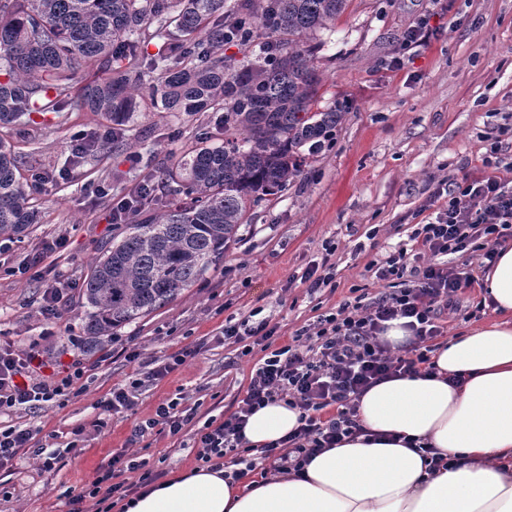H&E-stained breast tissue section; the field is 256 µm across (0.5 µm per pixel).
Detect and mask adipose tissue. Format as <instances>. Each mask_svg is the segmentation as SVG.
<instances>
[{
  "label": "adipose tissue",
  "mask_w": 512,
  "mask_h": 512,
  "mask_svg": "<svg viewBox=\"0 0 512 512\" xmlns=\"http://www.w3.org/2000/svg\"><path fill=\"white\" fill-rule=\"evenodd\" d=\"M493 322L441 342L433 376H398L358 400L360 431L303 470L231 481L198 465L143 489L122 512H512V247L483 276ZM277 401L244 429L253 448L288 435ZM436 449L446 467L429 469Z\"/></svg>",
  "instance_id": "obj_1"
}]
</instances>
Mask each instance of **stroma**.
Segmentation results:
<instances>
[{"mask_svg": "<svg viewBox=\"0 0 512 512\" xmlns=\"http://www.w3.org/2000/svg\"><path fill=\"white\" fill-rule=\"evenodd\" d=\"M424 20L430 34L404 44L405 33ZM314 41L321 104L345 110L334 145L251 211L223 261L193 288L116 329L108 341L116 350L112 361L94 370L81 394L0 415L2 427L31 429L43 442L53 434L61 445L72 428H88L84 449L58 472L41 471L26 451L12 474L0 476V512H67L65 490L93 480L160 403L180 399L182 408L195 409L197 427L233 411L260 353L251 350V337L225 341L226 319L240 323L262 312L287 341L335 311L353 289L374 301L381 288L367 265L377 247L406 242L416 225L434 221L445 204L434 196L441 183L485 175L492 142L500 144L499 161L512 162V137L500 133L512 126V0H348L335 25ZM111 128L99 113L75 111L36 139L16 127L0 130L22 174L34 181L43 215L18 237L0 240V339L19 349L37 344L52 364L98 355L82 341L88 310L80 288L113 237L147 215L138 209L116 224L114 207L195 138L222 142L224 115L141 111L126 125V148L72 152L77 133L104 137ZM58 236L66 244L44 261L42 280L18 274L31 253ZM326 259L334 265L335 289L308 294L299 274ZM58 282L69 290L54 324L40 307L45 288ZM127 343L146 359L195 346L200 352L164 379L145 382L135 414L94 431L102 415L97 401L130 370L117 353ZM149 453L171 475L197 464L194 449L167 437H152Z\"/></svg>", "mask_w": 512, "mask_h": 512, "instance_id": "35a3bbf8", "label": "stroma"}]
</instances>
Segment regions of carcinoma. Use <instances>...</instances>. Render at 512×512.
I'll return each instance as SVG.
<instances>
[{
  "instance_id": "1",
  "label": "carcinoma",
  "mask_w": 512,
  "mask_h": 512,
  "mask_svg": "<svg viewBox=\"0 0 512 512\" xmlns=\"http://www.w3.org/2000/svg\"><path fill=\"white\" fill-rule=\"evenodd\" d=\"M346 2L240 0L229 12L225 0H0L1 128L42 129L33 115L65 111L88 65L101 76L81 87L76 109L112 118L116 145L143 88L163 112L224 113V143L198 140L162 168L168 198L158 213L127 225L92 263L81 295L92 344L193 287L223 260L250 211L331 142L344 109L318 106L317 46L304 41ZM156 38L163 43L150 54ZM226 41L258 52L234 61ZM19 165L0 138V234L39 220Z\"/></svg>"
}]
</instances>
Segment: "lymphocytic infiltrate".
<instances>
[{
    "label": "lymphocytic infiltrate",
    "mask_w": 512,
    "mask_h": 512,
    "mask_svg": "<svg viewBox=\"0 0 512 512\" xmlns=\"http://www.w3.org/2000/svg\"><path fill=\"white\" fill-rule=\"evenodd\" d=\"M505 170L502 177L450 183L448 202L433 222L419 225L408 243L394 253L373 259L375 277L384 282L385 290L371 304L343 302L336 312L318 317L298 331L291 343L278 348L272 345L277 329L269 320L247 329L237 323L225 324V339L256 338L263 355L252 368L246 394L236 410L219 419L208 418L193 433L197 460L216 466L229 460L264 476L301 471L305 458L354 434L356 401L373 384L392 376L435 374L431 355L443 334L439 318L458 294L475 283L472 273L448 265L444 258L476 253L487 269L512 239V185L506 180L512 163ZM398 318L406 319L415 336L413 347L401 355L391 353L380 338L387 322ZM197 354V349L187 348L148 362L137 352L127 353L133 373L98 401L104 416L95 421V429L106 427L107 416L135 412L143 378L163 379ZM44 366L37 346H0V411L33 409L82 393L81 381L87 372L83 362L49 376L44 375ZM276 401L298 410V425L286 438L252 452L243 435L247 419L256 409ZM193 419V410L180 409L173 399L159 404L136 434L141 437L154 429L178 439ZM85 431L82 425L73 428L64 447L50 449L38 444L31 430L0 428V473H10L28 448L41 456L43 471L57 470L68 455L82 451ZM129 472L135 473V480H126ZM164 475L149 459L124 450L114 452L90 484L66 490L69 512H86L84 504L89 499L95 502V512H110L112 499L137 495Z\"/></svg>",
    "instance_id": "lymphocytic-infiltrate-1"
}]
</instances>
